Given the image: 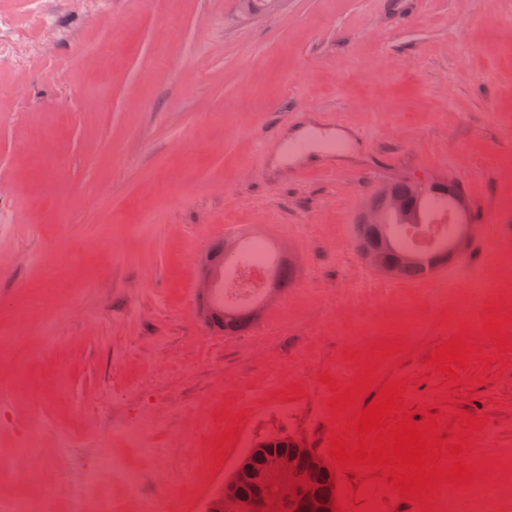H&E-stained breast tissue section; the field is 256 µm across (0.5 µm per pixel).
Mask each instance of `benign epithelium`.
<instances>
[{"mask_svg": "<svg viewBox=\"0 0 512 512\" xmlns=\"http://www.w3.org/2000/svg\"><path fill=\"white\" fill-rule=\"evenodd\" d=\"M408 195L399 191L400 182L389 181L381 185L373 195L366 199L358 214L359 227L367 235L355 238L358 253L365 263L380 275L389 279L399 278L400 267L407 263L417 264L431 274L457 260L471 241L475 226L469 215L471 201L466 192L455 182L435 177L419 181H407ZM438 199L448 207L456 228L454 233L439 239L428 249L402 250L397 246L393 235V225L411 227L427 223L428 204ZM232 256H238L235 240L226 239L218 247L204 251L197 261L196 306L197 318L208 328L226 335H238L247 332L260 320L265 308L279 298L282 289L277 284V274L273 271L266 276L263 297L257 303L246 307H224V269ZM288 443L295 448L305 446V440L298 435L281 436L270 433L256 439L254 448H271ZM291 468L289 479L294 481L301 475L314 481L303 456L298 454L273 455L268 459L266 469L253 478L251 493L239 498L235 493L236 475L240 466L228 476L224 485L212 495L206 510L208 512H272L273 504L264 501L272 495L270 489L283 488L278 471ZM276 479L275 486H266L264 481ZM302 487H295V494L301 495L300 501L290 499L286 493L281 498L284 508L296 507L295 512H331L328 498L331 487L323 486L300 494Z\"/></svg>", "mask_w": 512, "mask_h": 512, "instance_id": "1", "label": "benign epithelium"}]
</instances>
